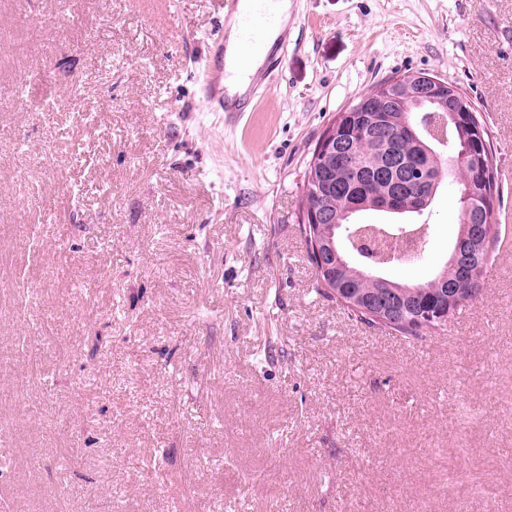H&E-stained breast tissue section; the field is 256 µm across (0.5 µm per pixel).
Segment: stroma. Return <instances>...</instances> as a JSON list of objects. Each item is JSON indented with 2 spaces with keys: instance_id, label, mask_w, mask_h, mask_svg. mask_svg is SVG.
Listing matches in <instances>:
<instances>
[{
  "instance_id": "1",
  "label": "stroma",
  "mask_w": 512,
  "mask_h": 512,
  "mask_svg": "<svg viewBox=\"0 0 512 512\" xmlns=\"http://www.w3.org/2000/svg\"><path fill=\"white\" fill-rule=\"evenodd\" d=\"M289 3L232 114L221 0H0V512H512V0ZM411 72L470 99L500 186L483 290L423 342L316 294L296 232L330 120ZM456 213L389 277L439 271Z\"/></svg>"
}]
</instances>
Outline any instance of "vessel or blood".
Segmentation results:
<instances>
[{
    "label": "vessel or blood",
    "instance_id": "1",
    "mask_svg": "<svg viewBox=\"0 0 512 512\" xmlns=\"http://www.w3.org/2000/svg\"><path fill=\"white\" fill-rule=\"evenodd\" d=\"M279 0H224V24L236 26L238 39L235 47H227L220 38L212 40V58L215 75L207 81L204 93L207 99L223 100L228 112H244L249 108L257 88L275 80L287 57L288 38L280 33L281 16L276 6ZM275 35L274 43H267L268 35ZM262 59L258 70H251L254 59ZM247 79L243 93L231 96L226 83L231 77Z\"/></svg>",
    "mask_w": 512,
    "mask_h": 512
}]
</instances>
